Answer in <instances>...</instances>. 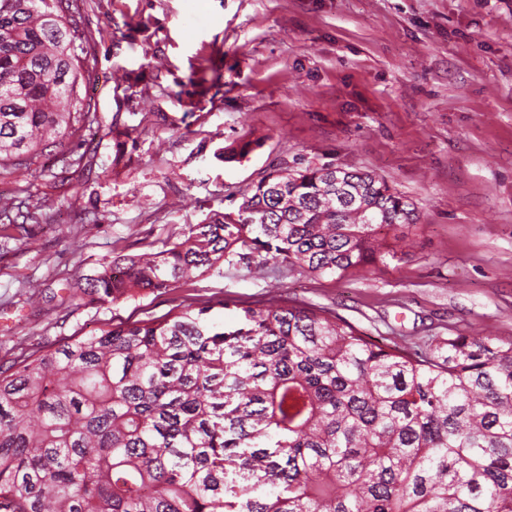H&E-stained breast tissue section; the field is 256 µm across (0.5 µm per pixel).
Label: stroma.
<instances>
[{
	"label": "stroma",
	"mask_w": 512,
	"mask_h": 512,
	"mask_svg": "<svg viewBox=\"0 0 512 512\" xmlns=\"http://www.w3.org/2000/svg\"><path fill=\"white\" fill-rule=\"evenodd\" d=\"M80 96L99 125L0 198L47 222L0 225V367L69 336L209 305L216 327L277 294L374 342L512 337V0H74ZM252 141L239 162L225 148ZM361 169L414 202L381 235L402 257L316 277L228 263L117 303L81 293L123 255L233 210L271 168Z\"/></svg>",
	"instance_id": "1"
}]
</instances>
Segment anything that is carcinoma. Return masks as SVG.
<instances>
[{"label":"carcinoma","mask_w":512,"mask_h":512,"mask_svg":"<svg viewBox=\"0 0 512 512\" xmlns=\"http://www.w3.org/2000/svg\"><path fill=\"white\" fill-rule=\"evenodd\" d=\"M72 0H0V166L98 122ZM414 203L343 167H278L167 248L82 293L165 292L223 262L314 276L397 253ZM211 307L71 336L0 369V512H512V338L388 349L275 296L224 332Z\"/></svg>","instance_id":"1"}]
</instances>
